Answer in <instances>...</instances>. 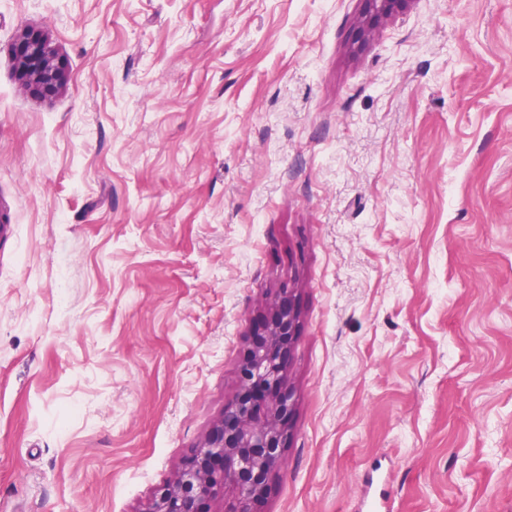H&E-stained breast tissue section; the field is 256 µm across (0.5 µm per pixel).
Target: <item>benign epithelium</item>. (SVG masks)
<instances>
[{
  "mask_svg": "<svg viewBox=\"0 0 512 512\" xmlns=\"http://www.w3.org/2000/svg\"><path fill=\"white\" fill-rule=\"evenodd\" d=\"M356 43H367L414 0H362ZM13 55L18 76L34 93L50 95L67 79V64L56 55L45 34L24 29ZM293 289L280 293L270 321L261 326L239 367L242 391L224 409L222 419L184 462L179 475L164 484L144 512H206L208 500L235 490L228 512H260L272 476L281 466V443L288 435L292 392L285 384L291 342L298 328Z\"/></svg>",
  "mask_w": 512,
  "mask_h": 512,
  "instance_id": "7a95c632",
  "label": "benign epithelium"
}]
</instances>
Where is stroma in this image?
Here are the masks:
<instances>
[{"label": "stroma", "mask_w": 512, "mask_h": 512, "mask_svg": "<svg viewBox=\"0 0 512 512\" xmlns=\"http://www.w3.org/2000/svg\"><path fill=\"white\" fill-rule=\"evenodd\" d=\"M362 7L0 0V512H143L283 287L262 512H512V0ZM364 7L357 21L356 43H367L397 14L407 11L414 0H362ZM18 76L34 93L50 95L59 90L67 79V64L56 55L45 34L25 28L13 45Z\"/></svg>", "instance_id": "obj_1"}]
</instances>
